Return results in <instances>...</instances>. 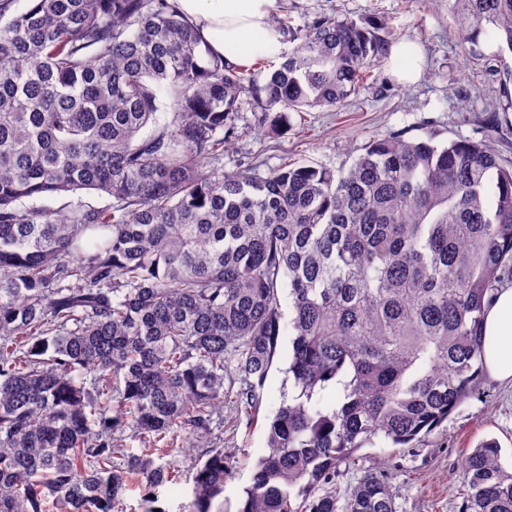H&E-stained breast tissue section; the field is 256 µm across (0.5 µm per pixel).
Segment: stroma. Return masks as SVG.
I'll return each mask as SVG.
<instances>
[{
    "label": "stroma",
    "mask_w": 512,
    "mask_h": 512,
    "mask_svg": "<svg viewBox=\"0 0 512 512\" xmlns=\"http://www.w3.org/2000/svg\"><path fill=\"white\" fill-rule=\"evenodd\" d=\"M276 13L288 15L298 29L321 15L360 24L375 17L386 19L393 40L409 39L421 47L423 74L418 83L404 85L392 75L391 62L383 61L376 80L343 111L292 114L288 129L276 136L255 122L254 101L242 98L239 135L224 152L225 170L254 165L265 173L282 163L298 162L338 172L348 168L366 144L396 132L415 139L430 137L438 144L483 138L503 159L512 161V129H492L488 112L489 105L512 99V81L503 78L512 71V55L499 54L496 42L489 39L471 50L461 47L448 0H277ZM290 353L291 332L286 329L253 424L236 423L228 408L223 430L174 450L178 477L159 493L165 512H183L195 475L190 460L211 445L223 448L232 464L224 483V512H237L253 468L267 452L269 419L295 393L288 377ZM491 439L501 446V462L511 470L512 383L485 373L475 393L448 421L405 447L379 441L360 449L355 471L341 472L336 486L349 491L359 472L378 468L396 492L397 512H459L465 457Z\"/></svg>",
    "instance_id": "1"
}]
</instances>
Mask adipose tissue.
I'll return each instance as SVG.
<instances>
[{"mask_svg": "<svg viewBox=\"0 0 512 512\" xmlns=\"http://www.w3.org/2000/svg\"><path fill=\"white\" fill-rule=\"evenodd\" d=\"M276 0H178L196 22L210 49L234 65L251 64L256 54L274 58L282 35L271 16ZM484 366L494 377L512 381V285L496 289L483 319Z\"/></svg>", "mask_w": 512, "mask_h": 512, "instance_id": "ef3b65f1", "label": "adipose tissue"}]
</instances>
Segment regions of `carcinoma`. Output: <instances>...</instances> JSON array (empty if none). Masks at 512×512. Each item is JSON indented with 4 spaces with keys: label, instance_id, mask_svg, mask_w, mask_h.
Segmentation results:
<instances>
[{
    "label": "carcinoma",
    "instance_id": "1",
    "mask_svg": "<svg viewBox=\"0 0 512 512\" xmlns=\"http://www.w3.org/2000/svg\"><path fill=\"white\" fill-rule=\"evenodd\" d=\"M14 3L0 0V512H123L132 479L141 512H165L172 450L226 404L258 414L285 281L299 394L238 512H397L381 470L344 497L336 475L474 393L484 310L512 270V165L483 140L390 134L339 173L224 170L242 97L273 134L290 112L341 108L389 55L382 20L274 17L292 48L238 67L177 0ZM452 9L461 45L512 53V0ZM127 431L142 451L118 464ZM194 467L187 512H223L224 449ZM463 479L461 512H512L497 442Z\"/></svg>",
    "mask_w": 512,
    "mask_h": 512
}]
</instances>
